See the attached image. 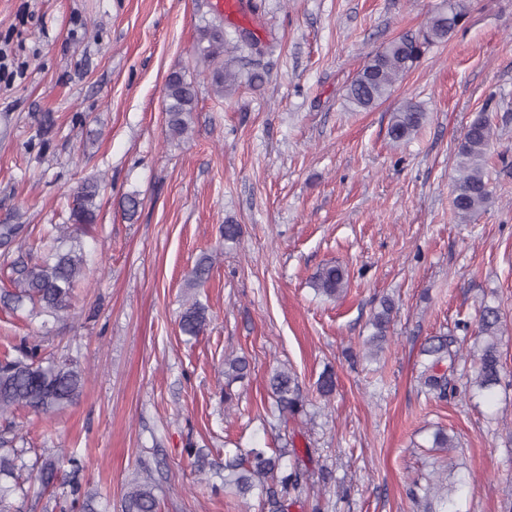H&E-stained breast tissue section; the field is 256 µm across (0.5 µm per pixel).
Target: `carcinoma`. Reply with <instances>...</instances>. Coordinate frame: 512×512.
Returning <instances> with one entry per match:
<instances>
[{
  "label": "carcinoma",
  "instance_id": "1",
  "mask_svg": "<svg viewBox=\"0 0 512 512\" xmlns=\"http://www.w3.org/2000/svg\"><path fill=\"white\" fill-rule=\"evenodd\" d=\"M471 0H448V9L430 16L418 33L402 35L384 50L374 53L347 88V101L355 108L368 110L386 100L397 81L404 78L425 51L432 45L449 40L467 17ZM233 49L224 39L220 19L196 29L193 53L197 64L204 69L214 93L222 97L232 89L236 74L224 63V52ZM196 86L179 71L171 72L165 83L167 127L172 135L181 136L189 129L190 114L194 111ZM426 113L412 101L399 107L392 116L388 136L394 142L411 137L419 129ZM494 129L486 111L466 126L457 147V176L452 190L455 214L463 222L474 220L492 202L491 176L487 167L488 152ZM100 185L96 180L83 182L76 190L75 204L69 223L53 225L46 233L43 254H18L10 263L11 289L0 293V304L12 311L29 309L35 314L64 317L72 307L76 283L85 276L86 255L81 247L64 248L61 242L72 239L86 226L96 223L99 211L97 199ZM22 224H0V248L8 251L23 238ZM212 269V258L201 257L192 268L188 284L202 287ZM347 273L338 265L322 268L312 277L311 286L319 294L334 298L344 291ZM393 317V303L384 299L380 311L374 314V332L366 340L369 352L383 349ZM208 308L194 301L185 308L179 319L181 333L197 338L209 325ZM503 314L497 305L486 303L478 316L477 335L480 346L474 362V376L469 387L473 395L488 397L502 380L503 362L500 341L503 333ZM454 339L433 336L423 347V354L432 357L422 378L426 392L438 399L448 398V375L440 365L449 361L454 370L458 352L451 350ZM250 371L244 356L224 357V402L233 401L231 387L244 380ZM84 372L74 362L59 363L47 358L38 341H23L15 356L0 361V417L8 418L20 409L49 416L74 403L83 387ZM317 392L329 398L336 390V374L324 371L317 383ZM268 390L276 409L282 415L294 416L303 411L305 397L295 373L277 368L268 379ZM19 433L13 425L0 430V512H22L31 488L20 481L23 473L35 476L41 489L52 486L58 478L61 463L72 467L69 480L70 512H98L94 498L82 491L78 480L79 462L73 456L36 454L28 457L29 449L17 446ZM286 449L269 453L260 448L236 449L224 455V489L246 499L258 490L264 495L267 512H285V502H296L309 496V475L300 467L285 468L282 459ZM159 502L151 478L132 484L122 497V512H157Z\"/></svg>",
  "mask_w": 512,
  "mask_h": 512
}]
</instances>
